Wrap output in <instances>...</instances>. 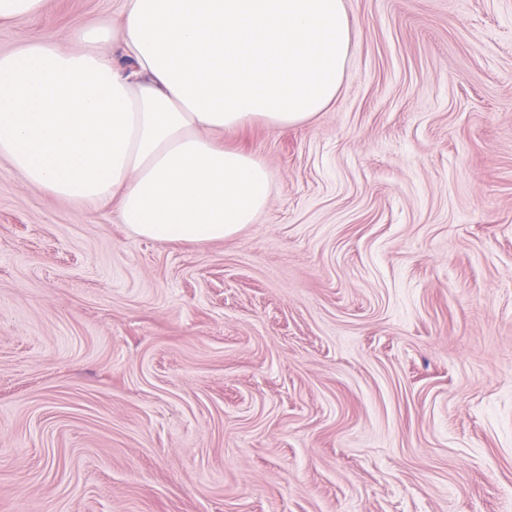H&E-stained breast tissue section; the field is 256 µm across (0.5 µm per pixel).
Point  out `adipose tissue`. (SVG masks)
Segmentation results:
<instances>
[{
    "instance_id": "obj_1",
    "label": "adipose tissue",
    "mask_w": 512,
    "mask_h": 512,
    "mask_svg": "<svg viewBox=\"0 0 512 512\" xmlns=\"http://www.w3.org/2000/svg\"><path fill=\"white\" fill-rule=\"evenodd\" d=\"M100 24L0 54V158L167 243L229 239L266 209L270 173L217 137L303 124L335 100L344 0H123Z\"/></svg>"
}]
</instances>
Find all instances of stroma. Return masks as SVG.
Returning <instances> with one entry per match:
<instances>
[{"instance_id": "35a3bbf8", "label": "stroma", "mask_w": 512, "mask_h": 512, "mask_svg": "<svg viewBox=\"0 0 512 512\" xmlns=\"http://www.w3.org/2000/svg\"><path fill=\"white\" fill-rule=\"evenodd\" d=\"M336 100L161 243L0 159V512H512V0H345ZM45 0L0 53L119 28Z\"/></svg>"}]
</instances>
